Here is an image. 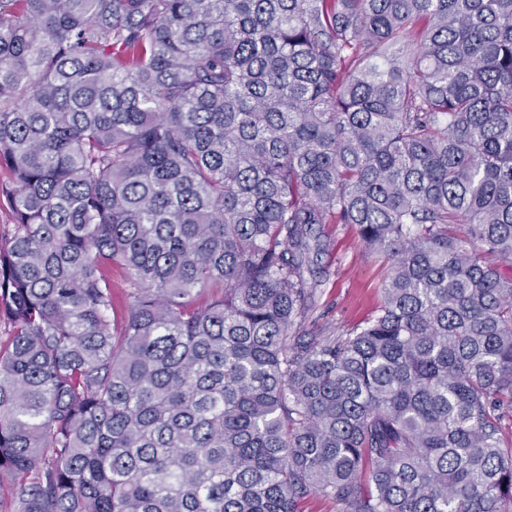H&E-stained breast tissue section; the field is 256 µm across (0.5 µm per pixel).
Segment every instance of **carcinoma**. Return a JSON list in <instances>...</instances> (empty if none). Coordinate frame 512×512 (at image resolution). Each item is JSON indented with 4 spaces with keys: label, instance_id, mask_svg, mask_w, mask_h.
Here are the masks:
<instances>
[{
    "label": "carcinoma",
    "instance_id": "carcinoma-1",
    "mask_svg": "<svg viewBox=\"0 0 512 512\" xmlns=\"http://www.w3.org/2000/svg\"><path fill=\"white\" fill-rule=\"evenodd\" d=\"M0 167V512H512V0H0ZM327 247L312 254L321 283L312 316L319 326L342 333L363 325L378 313L382 301V259L365 249L352 224H322Z\"/></svg>",
    "mask_w": 512,
    "mask_h": 512
}]
</instances>
